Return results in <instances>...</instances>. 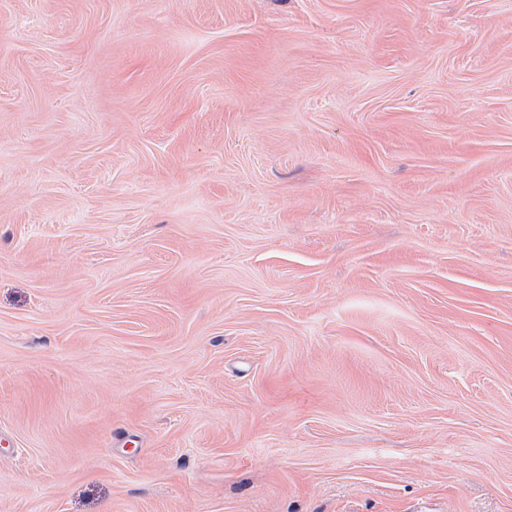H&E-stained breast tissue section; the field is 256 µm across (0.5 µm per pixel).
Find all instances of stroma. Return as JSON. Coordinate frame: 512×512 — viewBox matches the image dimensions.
Segmentation results:
<instances>
[{"label":"stroma","mask_w":512,"mask_h":512,"mask_svg":"<svg viewBox=\"0 0 512 512\" xmlns=\"http://www.w3.org/2000/svg\"><path fill=\"white\" fill-rule=\"evenodd\" d=\"M0 512H512V0H0Z\"/></svg>","instance_id":"stroma-1"}]
</instances>
